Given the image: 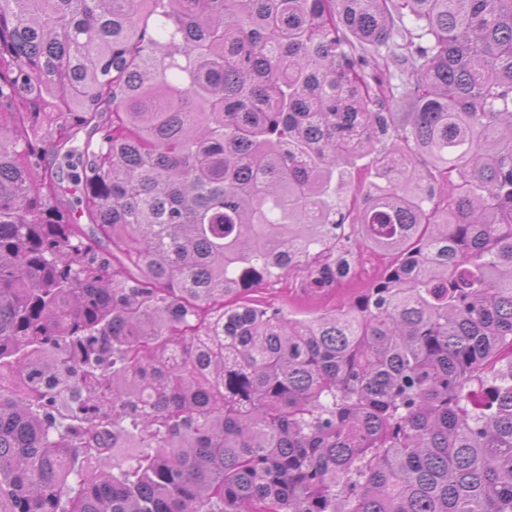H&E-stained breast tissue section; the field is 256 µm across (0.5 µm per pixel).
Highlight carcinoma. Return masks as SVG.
<instances>
[{"instance_id": "cac0c4a2", "label": "carcinoma", "mask_w": 512, "mask_h": 512, "mask_svg": "<svg viewBox=\"0 0 512 512\" xmlns=\"http://www.w3.org/2000/svg\"><path fill=\"white\" fill-rule=\"evenodd\" d=\"M0 512H512V0H0ZM358 259L354 280L344 282L342 285L337 286L335 290H331L326 296L308 298L303 292L301 278L297 275H292L287 284H280L274 286V288L260 290L258 294L274 303L288 304V301H290V317L297 319L308 318L317 310L337 305L353 293L354 287L363 288L367 286L387 264V260L381 259L365 248Z\"/></svg>"}]
</instances>
